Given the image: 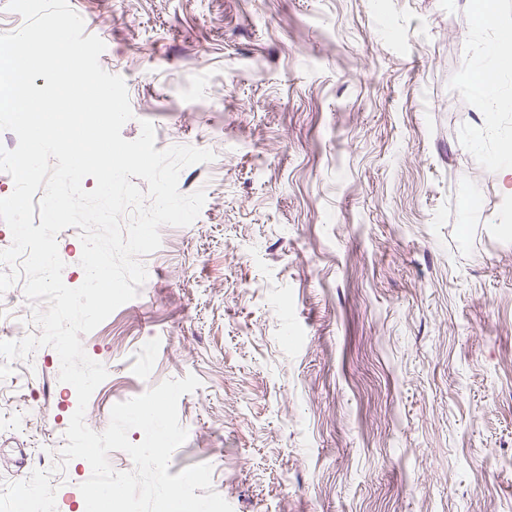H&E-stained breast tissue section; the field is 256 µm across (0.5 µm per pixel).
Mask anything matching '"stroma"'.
<instances>
[{"mask_svg": "<svg viewBox=\"0 0 512 512\" xmlns=\"http://www.w3.org/2000/svg\"><path fill=\"white\" fill-rule=\"evenodd\" d=\"M477 0H73L198 218L144 256L133 300L83 335L101 416L168 379L233 512H512V67L478 54ZM499 112H462L456 89ZM54 348L0 385V487L33 465L56 512L73 386Z\"/></svg>", "mask_w": 512, "mask_h": 512, "instance_id": "35a3bbf8", "label": "stroma"}]
</instances>
